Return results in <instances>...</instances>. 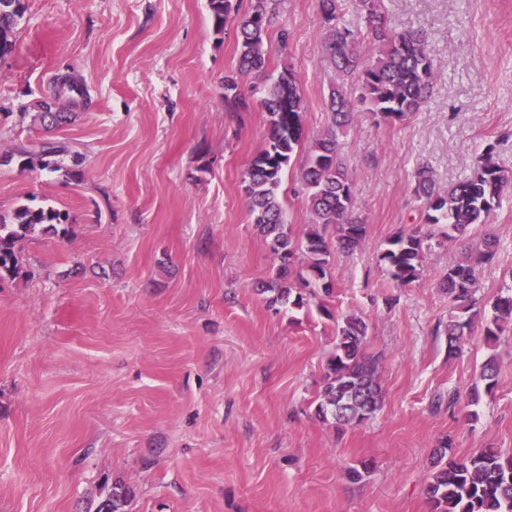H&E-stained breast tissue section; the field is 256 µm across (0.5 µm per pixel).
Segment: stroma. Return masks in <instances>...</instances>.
Segmentation results:
<instances>
[{
  "label": "stroma",
  "mask_w": 512,
  "mask_h": 512,
  "mask_svg": "<svg viewBox=\"0 0 512 512\" xmlns=\"http://www.w3.org/2000/svg\"><path fill=\"white\" fill-rule=\"evenodd\" d=\"M384 9L397 30H422L434 80L409 121L362 112L342 140L367 233L331 254L333 308L367 323L382 403L339 429L315 415L335 321L274 310L255 290L276 268L242 190L264 145L265 81L244 77L249 111H225L234 21L216 31L207 0H28L0 58V216L51 207L68 233H35L17 273L0 274V512H95L115 480L135 492L128 512H430L422 484L441 440L454 456L512 451V324L493 345L473 329L449 353L439 286L489 231L478 296L512 287V192L488 227L427 250L414 283L395 286L378 263L420 221L419 166L445 187L489 147L512 173V0ZM266 43L270 71L300 76L317 137L333 76L318 0H281ZM65 73L89 103L49 129L38 103ZM45 141L69 147L60 170L29 164ZM491 356L498 385L472 418L462 400Z\"/></svg>",
  "instance_id": "stroma-1"
}]
</instances>
